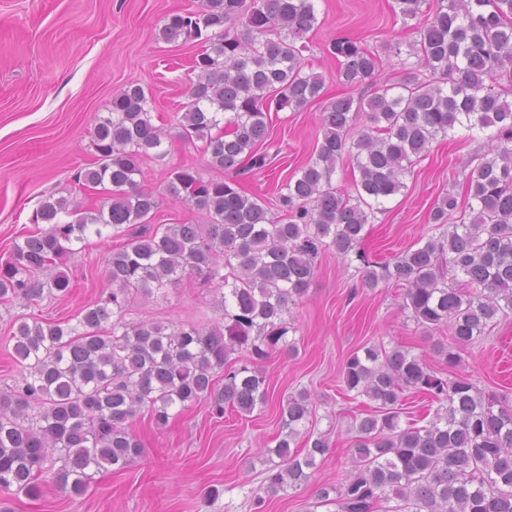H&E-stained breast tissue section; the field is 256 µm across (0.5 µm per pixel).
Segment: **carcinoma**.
I'll return each instance as SVG.
<instances>
[{"label":"carcinoma","mask_w":512,"mask_h":512,"mask_svg":"<svg viewBox=\"0 0 512 512\" xmlns=\"http://www.w3.org/2000/svg\"><path fill=\"white\" fill-rule=\"evenodd\" d=\"M427 0H395L413 19ZM410 52L430 78L406 70L399 92L383 88L366 101L336 96L320 113L322 142L316 158L281 186L287 222L250 197L232 178L205 177L193 166L173 167L166 195L204 213L205 224H151L160 195L142 187L141 158L166 136L153 123L150 98L138 85L112 97L108 115L93 131L94 161L77 173L79 188L109 185L99 208L49 195L31 222L45 228L14 245L0 263V299L30 302L44 294L65 297L76 287L59 269L91 236L123 242L107 258L109 291L86 306L73 326L60 322L13 324V358L22 379L0 391V491L40 494L46 450L58 453L62 486L81 496L93 475L132 464L140 444L131 429L147 408L159 426L175 410L208 399L224 416L228 404L251 414L265 404L268 386L258 363L280 349L290 326L288 305L305 294L320 250L362 265L368 288L391 281L403 307L425 327L445 326L450 342L436 352L453 370L460 352L485 335L497 317L512 312V102L492 80L512 67V0H436ZM318 24L315 0H202L197 10L164 20L166 42L195 40L196 80L178 117L180 137L205 143L212 169H262L270 110L301 111L321 97L324 81L304 73L308 32ZM243 32H237V27ZM331 54L348 84L376 77L378 52L338 38ZM370 125L355 133L362 117ZM495 128L493 146L477 158L467 179L474 201L469 216L448 223L457 210L446 193L430 211L441 228L416 248L386 262L361 250L370 218L405 187L414 162L455 126ZM360 174L356 195L332 185L338 160ZM198 274L221 293L222 321L171 327L126 320L129 295L166 293ZM244 352L249 363L230 356ZM224 374V387L215 375ZM346 393L375 403L357 425L352 465L344 481L321 489L336 512H512V404L466 377H442L423 360L395 347L363 348L343 371ZM438 403L426 424L400 425L404 391ZM308 391L281 404L284 436L273 452L267 491L307 484L329 439L307 437Z\"/></svg>","instance_id":"carcinoma-1"}]
</instances>
